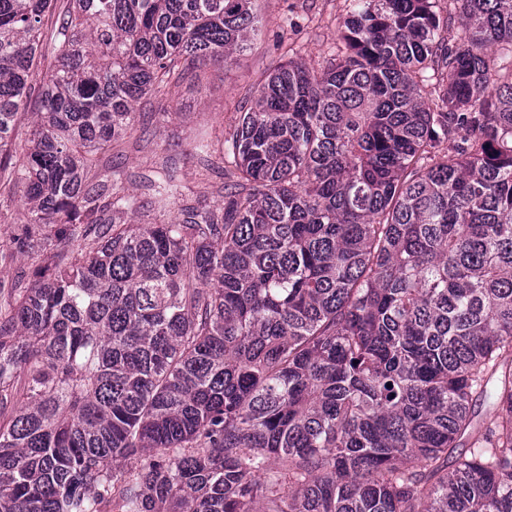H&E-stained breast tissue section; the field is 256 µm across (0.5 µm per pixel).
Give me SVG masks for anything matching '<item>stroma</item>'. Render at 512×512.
Instances as JSON below:
<instances>
[{
	"instance_id": "1",
	"label": "stroma",
	"mask_w": 512,
	"mask_h": 512,
	"mask_svg": "<svg viewBox=\"0 0 512 512\" xmlns=\"http://www.w3.org/2000/svg\"><path fill=\"white\" fill-rule=\"evenodd\" d=\"M256 8L266 25L249 49L230 67H206L200 83L187 81L145 99L134 128L112 148L111 166L99 170L98 180L145 201L141 175L164 167L184 201L214 204L224 183L222 143L241 112L253 106L277 64L292 60L313 67L335 54L348 0H257ZM201 136L211 144L209 155L195 150Z\"/></svg>"
}]
</instances>
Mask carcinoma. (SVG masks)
Instances as JSON below:
<instances>
[{
	"mask_svg": "<svg viewBox=\"0 0 512 512\" xmlns=\"http://www.w3.org/2000/svg\"><path fill=\"white\" fill-rule=\"evenodd\" d=\"M56 2L0 0V512H512V0H351L167 222L88 175L255 0ZM0 200V238L6 241L20 222L24 205L19 195L8 197L3 191ZM43 256L41 253L32 252L17 256L13 260L0 261V281L5 288H10L23 273L26 274L25 281L33 280V272L42 265Z\"/></svg>",
	"mask_w": 512,
	"mask_h": 512,
	"instance_id": "carcinoma-1",
	"label": "carcinoma"
}]
</instances>
